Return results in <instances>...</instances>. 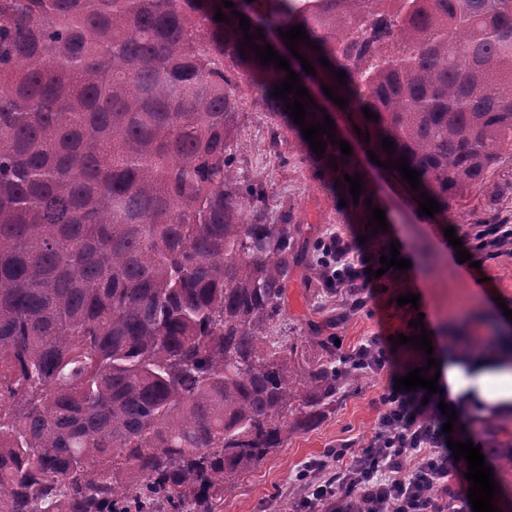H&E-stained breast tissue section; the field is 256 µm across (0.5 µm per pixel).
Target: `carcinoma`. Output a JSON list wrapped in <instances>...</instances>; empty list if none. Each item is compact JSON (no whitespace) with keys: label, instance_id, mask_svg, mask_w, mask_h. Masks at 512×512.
Here are the masks:
<instances>
[{"label":"carcinoma","instance_id":"cac0c4a2","mask_svg":"<svg viewBox=\"0 0 512 512\" xmlns=\"http://www.w3.org/2000/svg\"><path fill=\"white\" fill-rule=\"evenodd\" d=\"M232 2L0 0V512H217L362 373L319 325L272 335L305 247L240 177V83L358 224L371 193L353 203L339 145L315 153L232 10L261 47L303 25L305 124L324 123L322 86L347 99L437 224L512 141V0Z\"/></svg>","mask_w":512,"mask_h":512}]
</instances>
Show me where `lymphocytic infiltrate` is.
Here are the masks:
<instances>
[{
  "label": "lymphocytic infiltrate",
  "mask_w": 512,
  "mask_h": 512,
  "mask_svg": "<svg viewBox=\"0 0 512 512\" xmlns=\"http://www.w3.org/2000/svg\"><path fill=\"white\" fill-rule=\"evenodd\" d=\"M320 250L329 282L355 294L374 283L364 257L340 234L324 238ZM440 399V393L422 388L387 387L369 445L354 455L345 448L331 449L329 461L317 466L321 478L307 486L305 506L313 510L331 505L335 512H349L347 498L339 494L346 487L358 492L373 512L387 505L394 512H437L433 492L447 484L449 474L467 471L466 461L456 460L446 443L442 427L447 418L438 407Z\"/></svg>",
  "instance_id": "f902f5d3"
}]
</instances>
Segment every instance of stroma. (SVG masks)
Segmentation results:
<instances>
[{"mask_svg":"<svg viewBox=\"0 0 512 512\" xmlns=\"http://www.w3.org/2000/svg\"><path fill=\"white\" fill-rule=\"evenodd\" d=\"M268 124L263 106L246 96L239 115V168L244 178L263 179L271 223H279L282 212L289 209L301 222L302 237L321 240L335 231L360 242L361 252L370 259L396 240L411 262L410 269L395 273L385 288L364 292V303L357 306L343 289L324 290L312 272L316 259L307 255L288 281L285 311L275 335L298 342L307 338L310 323H321L325 336L335 340L337 352L343 353L372 336L413 335L409 322L419 317L435 336L443 359L449 347L489 351L493 338L512 333V321L504 314L512 309V245L473 268L457 259L444 232L445 226H452L468 247L474 225L490 220L512 224V147H500L499 162L485 186L460 199L444 226L422 217L406 187L373 163L368 152L356 149L354 160L369 191L391 218L388 231L368 238L364 225L349 222L333 195L313 177L304 152L284 140L269 147ZM406 293L418 295V307L398 305V296ZM391 353L393 367L365 372L357 382L343 386L318 424L290 433L281 448L226 483L219 512H302V497L296 492L299 472L324 458L327 449L348 444L357 452L368 446L378 427L380 394L423 357L422 350L407 344L392 347ZM465 425L482 442L500 488L498 512H512V472L498 468L495 457L496 449L512 446V413L471 405Z\"/></svg>","mask_w":512,"mask_h":512,"instance_id":"35a3bbf8","label":"stroma"}]
</instances>
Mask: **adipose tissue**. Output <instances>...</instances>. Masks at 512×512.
Here are the masks:
<instances>
[{
    "label": "adipose tissue",
    "instance_id": "ef3b65f1",
    "mask_svg": "<svg viewBox=\"0 0 512 512\" xmlns=\"http://www.w3.org/2000/svg\"><path fill=\"white\" fill-rule=\"evenodd\" d=\"M444 375L450 397L472 391L498 412L512 411V358L493 356L464 361L452 351Z\"/></svg>",
    "mask_w": 512,
    "mask_h": 512
}]
</instances>
